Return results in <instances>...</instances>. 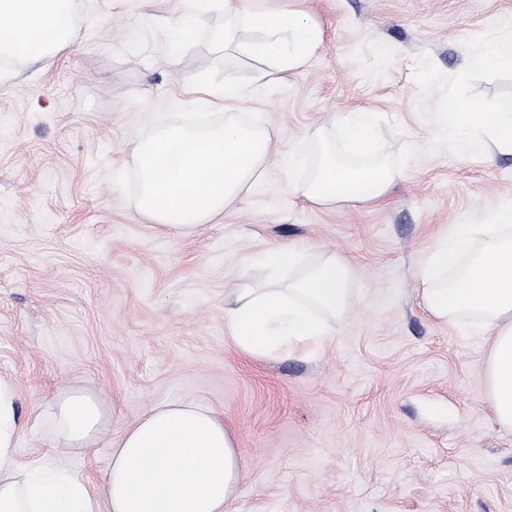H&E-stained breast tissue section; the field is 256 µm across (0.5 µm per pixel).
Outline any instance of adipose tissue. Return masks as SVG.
Segmentation results:
<instances>
[{
    "label": "adipose tissue",
    "instance_id": "1",
    "mask_svg": "<svg viewBox=\"0 0 512 512\" xmlns=\"http://www.w3.org/2000/svg\"><path fill=\"white\" fill-rule=\"evenodd\" d=\"M201 11L224 14L215 35L225 56L259 62L256 85L233 78L211 85L186 77L198 103L220 110L212 119L183 112L137 140L132 156L139 179L137 211L166 234L185 237L216 223L265 177L277 150V130L240 111L257 84L303 69L324 45L323 31L302 0H197ZM77 0H0V53L36 61L76 35ZM465 60L474 71L512 73V38L470 44ZM438 120L469 150L486 155L512 150V97L492 102L448 101ZM373 113L352 112L339 130L316 129V161L297 156L302 170L291 192L319 205L382 199L395 169L373 149ZM264 261L270 278L242 288L224 310L235 343L272 358L291 347L321 341L354 304L349 262L318 248L280 246ZM420 298L436 319H468L491 345L483 364L484 395L499 430L512 432V202L499 205L483 224L459 225L440 238L416 272ZM13 384L0 378V512H229L241 484V453L233 431L211 409L195 402L153 407L112 443L98 489L76 472L20 466V431ZM55 436L71 448L91 447L108 424L98 398L79 388L54 403Z\"/></svg>",
    "mask_w": 512,
    "mask_h": 512
}]
</instances>
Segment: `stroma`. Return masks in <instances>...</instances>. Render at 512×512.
<instances>
[{
    "mask_svg": "<svg viewBox=\"0 0 512 512\" xmlns=\"http://www.w3.org/2000/svg\"><path fill=\"white\" fill-rule=\"evenodd\" d=\"M324 48L249 102L280 132L264 183L196 235L135 208L131 146L190 111L182 78L253 80L209 40L224 16L190 0H82L78 38L0 64V377L18 392L20 465L100 483L111 444L160 404L195 401L237 436L233 512H512V434L483 395L486 338L435 319L426 253L512 197V154L474 153L439 127L447 95L512 96L473 73L465 44L512 35V0H305ZM191 37L174 54L176 21ZM380 116L397 171L387 198L321 207L289 192L288 153L348 112ZM347 258L354 305L332 335L275 358L242 352L224 321L235 289L266 282L265 251ZM81 385L110 423L93 451L58 446L52 406Z\"/></svg>",
    "mask_w": 512,
    "mask_h": 512,
    "instance_id": "35a3bbf8",
    "label": "stroma"
}]
</instances>
